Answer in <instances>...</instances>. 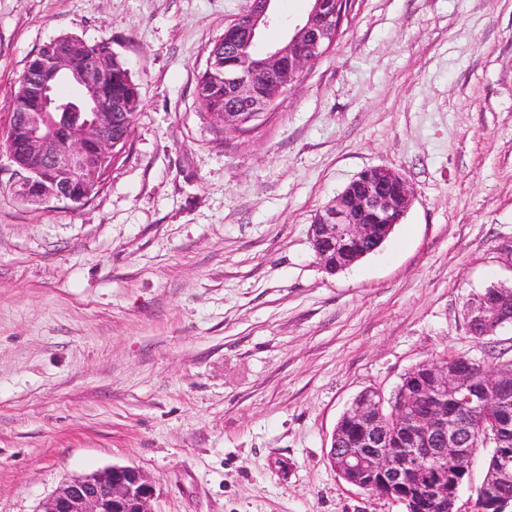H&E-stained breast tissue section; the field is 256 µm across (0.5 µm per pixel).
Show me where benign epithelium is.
I'll list each match as a JSON object with an SVG mask.
<instances>
[{
	"label": "benign epithelium",
	"instance_id": "1",
	"mask_svg": "<svg viewBox=\"0 0 512 512\" xmlns=\"http://www.w3.org/2000/svg\"><path fill=\"white\" fill-rule=\"evenodd\" d=\"M273 0H247L246 9L224 27L218 40L233 68L210 55L214 77L230 88L224 108L209 113L210 119L226 129L244 132L261 114L275 104L305 68L336 44V20H345L342 0H311L307 16L288 32L285 41L264 53L250 49L263 29L274 21ZM85 41L71 36L44 45L41 60L27 74L24 92L36 105L11 113L9 128L19 135L14 147L0 150L12 171V189L18 197L35 203H62L68 207L84 204L91 197V176L100 172L97 163L115 159L127 146L133 113L123 96L100 106L99 90L112 83L111 63L101 55L85 57ZM267 78L274 95L255 98V76ZM411 203L407 180L388 167L362 171L336 198L316 214L310 227L315 253L323 268L334 273L354 264L380 247L395 225L401 223ZM491 320L486 307L472 303L467 313L471 335L484 336ZM469 370L457 367L431 369L425 388L457 393L477 409L501 406L500 389L512 378L507 368L484 369L481 386L470 384ZM415 397L401 390L392 417L384 414L383 395L368 390L359 396L346 416L358 425L361 439L357 448H343L332 437L329 461L348 484L364 491L375 478L382 497L398 500L404 487L422 477L417 466L430 460L450 458L454 471L466 476L472 456L463 425L442 407L425 415L413 412ZM418 429L409 447L398 457L390 448L391 422ZM512 478V460L499 457L487 471L481 487V501L495 495L496 486ZM427 507L432 512H456L459 488L448 487V472L435 474L429 482ZM154 490L136 468L114 466L74 480L46 499L38 512H152L149 503Z\"/></svg>",
	"mask_w": 512,
	"mask_h": 512
}]
</instances>
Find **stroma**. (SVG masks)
I'll list each match as a JSON object with an SVG mask.
<instances>
[{"instance_id": "1", "label": "stroma", "mask_w": 512, "mask_h": 512, "mask_svg": "<svg viewBox=\"0 0 512 512\" xmlns=\"http://www.w3.org/2000/svg\"><path fill=\"white\" fill-rule=\"evenodd\" d=\"M246 6L0 0V131L61 36L111 41L141 100L84 205L23 202L0 171V512L112 466L147 476L152 512H403L331 468L343 412L431 359H512V324L477 339L466 319L512 285V0H356L236 132L195 85ZM375 166L412 204L328 273L313 218Z\"/></svg>"}]
</instances>
